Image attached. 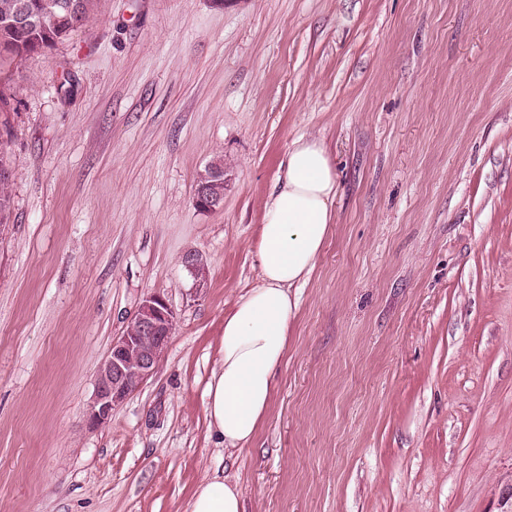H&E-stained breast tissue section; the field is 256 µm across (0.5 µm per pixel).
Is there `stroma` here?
Here are the masks:
<instances>
[{"label":"stroma","mask_w":512,"mask_h":512,"mask_svg":"<svg viewBox=\"0 0 512 512\" xmlns=\"http://www.w3.org/2000/svg\"><path fill=\"white\" fill-rule=\"evenodd\" d=\"M0 94V512H188L223 478L245 512H512V0H107ZM302 136L336 222L229 452L205 388ZM219 155L224 205L199 209ZM152 293L167 352L90 428ZM10 172L4 161L2 151L0 150V232L2 227L9 224L10 216ZM181 263L192 276L195 288H203L207 281V266L202 256L189 251L183 254Z\"/></svg>","instance_id":"stroma-1"}]
</instances>
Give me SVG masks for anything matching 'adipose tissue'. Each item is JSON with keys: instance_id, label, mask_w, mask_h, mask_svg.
I'll return each mask as SVG.
<instances>
[{"instance_id": "obj_1", "label": "adipose tissue", "mask_w": 512, "mask_h": 512, "mask_svg": "<svg viewBox=\"0 0 512 512\" xmlns=\"http://www.w3.org/2000/svg\"><path fill=\"white\" fill-rule=\"evenodd\" d=\"M336 194V170L323 143L293 141L263 211L259 282L225 316L219 364L206 388L208 428L227 450L247 446L268 415L297 307L291 290L316 266L336 221ZM189 512H244V504L235 485L212 481L197 487Z\"/></svg>"}]
</instances>
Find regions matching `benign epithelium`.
I'll return each mask as SVG.
<instances>
[{
	"mask_svg": "<svg viewBox=\"0 0 512 512\" xmlns=\"http://www.w3.org/2000/svg\"><path fill=\"white\" fill-rule=\"evenodd\" d=\"M224 181V173L207 170L198 177L195 204L203 210L223 207L224 196L213 195L209 187ZM194 286L202 288L207 281V266L198 253L189 251L181 258ZM174 329V313L166 299L149 294L141 302L135 316L121 334L112 341L95 382L93 398L87 409V422L92 428L107 424L114 410L122 405L147 379L165 355Z\"/></svg>",
	"mask_w": 512,
	"mask_h": 512,
	"instance_id": "7a95c632",
	"label": "benign epithelium"
}]
</instances>
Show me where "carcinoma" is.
Here are the masks:
<instances>
[{"instance_id": "cac0c4a2", "label": "carcinoma", "mask_w": 512, "mask_h": 512, "mask_svg": "<svg viewBox=\"0 0 512 512\" xmlns=\"http://www.w3.org/2000/svg\"><path fill=\"white\" fill-rule=\"evenodd\" d=\"M57 0H0V70L23 56L63 42L77 31ZM79 26L102 14L103 0H75ZM10 172L0 154V228L9 223Z\"/></svg>"}]
</instances>
